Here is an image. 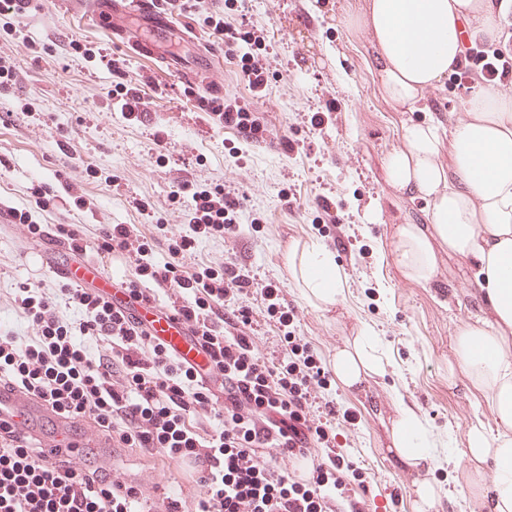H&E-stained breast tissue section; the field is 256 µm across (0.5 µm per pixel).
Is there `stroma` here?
<instances>
[{"label":"stroma","mask_w":512,"mask_h":512,"mask_svg":"<svg viewBox=\"0 0 512 512\" xmlns=\"http://www.w3.org/2000/svg\"><path fill=\"white\" fill-rule=\"evenodd\" d=\"M361 0H233V18L263 29L272 61L268 90L254 98L224 43L206 25L212 0H198L195 10L178 20L189 35L165 37L157 53L147 56L114 43L111 32L92 10L72 0H38L29 15L0 14V51L10 54L20 82L0 92V206L32 207L27 188L46 183L57 197L42 214L44 224H79L96 241L108 224H136L153 235L158 221L175 225L171 193L184 173L207 178L238 195L243 235L227 242H206L185 264H219L248 250L247 272L258 285L279 284L297 316V332L330 367L337 347L372 327L382 341L386 371L366 377L355 390L333 385L340 410L355 413V424L340 423V440L364 483L357 493L374 502L377 512H419L415 488L442 485L437 512H481L479 499L466 481L465 429L477 416L488 417L484 398L463 384L448 382L452 340L461 323L482 312V301L469 261L438 254V269L429 284L404 278L391 251L402 224L428 221V204L392 189L385 180L384 159L402 143L403 126L426 118L428 108L441 116L459 117L468 98L451 82L426 93L423 109L402 112L387 102L371 61L368 35L355 20ZM52 42L34 60L26 41ZM79 49H69V41ZM102 50L118 60L134 79L157 80L148 90L151 121L123 120L109 92L113 74L85 49ZM346 58L337 70L336 54ZM221 70L224 93L265 113L293 144L291 151L271 143L242 144L237 131L210 124L193 97L185 95L186 75L204 60ZM341 109L333 124L316 127L313 113L328 95ZM67 140L72 157L57 148ZM100 167L104 181L85 182L83 169ZM83 186L92 209L78 210L68 184ZM152 197L156 208L143 214L134 198ZM329 198L342 231L318 219L320 198ZM376 210L377 219L365 215ZM265 228H251L252 218ZM324 245L346 275L343 298L325 306L308 298L288 262L292 248ZM43 242L0 227V325L21 339L34 328L12 302L21 284L56 294L60 280L45 260ZM412 406L427 422L436 442L437 459L420 468H403L391 448L390 427L400 407ZM119 466L130 478L149 474L152 482L192 498L198 486L177 463L149 458L124 448Z\"/></svg>","instance_id":"1"}]
</instances>
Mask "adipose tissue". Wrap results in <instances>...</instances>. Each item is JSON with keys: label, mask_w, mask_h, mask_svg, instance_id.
Returning a JSON list of instances; mask_svg holds the SVG:
<instances>
[{"label": "adipose tissue", "mask_w": 512, "mask_h": 512, "mask_svg": "<svg viewBox=\"0 0 512 512\" xmlns=\"http://www.w3.org/2000/svg\"><path fill=\"white\" fill-rule=\"evenodd\" d=\"M511 15L512 0H365L357 20L369 35L383 96L412 111L454 70L463 43L498 42ZM385 165L393 189L429 204L427 223L397 229L393 254L403 275L431 282L442 248L474 268L489 314L458 329L448 374H463L492 415L474 418L466 430L468 481L483 512H512V97L479 88L455 122L431 115L407 124ZM299 276L306 295L323 305L344 292V277L320 244L302 252ZM332 368L348 388L383 373L375 332L363 329L337 348ZM391 447L407 467L435 457L428 429L410 408L392 422Z\"/></svg>", "instance_id": "adipose-tissue-1"}]
</instances>
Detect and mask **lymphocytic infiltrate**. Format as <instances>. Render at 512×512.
<instances>
[{"mask_svg": "<svg viewBox=\"0 0 512 512\" xmlns=\"http://www.w3.org/2000/svg\"><path fill=\"white\" fill-rule=\"evenodd\" d=\"M224 53L236 59L249 89L264 92L270 64L262 30L235 25L223 10L207 18ZM457 88L473 82L497 88L512 84V44L472 42L464 45L450 76ZM152 78L123 80L110 94L125 120L148 114L146 89ZM197 107L213 124L237 131L249 143L280 138L276 125L247 103L219 96L199 97ZM177 192L188 202L183 231L156 225L166 261H159L155 239L134 224H110L98 239V253H119L131 264V278L120 281L127 303L112 307L92 286L65 283L60 292L79 317L60 314L55 298L43 289L20 286L15 307L35 328L23 341L0 328V386L20 388L42 398L59 415L91 421L116 447L163 451L187 467L201 493L192 505L170 495L147 496L124 471L96 466L91 452L65 453L47 460L44 438H20L0 425V512H374L351 492L360 473L343 454L335 427L316 418L311 407L328 395L331 380L308 342L296 336V314L275 283L260 291L261 308L249 305L254 286L242 265L228 261L185 271L184 263L200 243L236 238L240 202L222 185L194 176L180 180ZM30 193L35 210L11 208L28 237L67 242L69 258L81 261L87 239L77 224H42L37 211L55 195L37 183ZM163 290V311L193 325L205 354L198 363L179 357L163 340L151 336L135 315L136 302L150 298L151 286ZM283 329L282 357L270 362L252 336L258 319ZM105 348L90 358L84 342ZM222 419L220 432L200 433L188 417ZM323 449L319 460L310 451ZM306 460L304 475L283 470L280 459Z\"/></svg>", "mask_w": 512, "mask_h": 512, "instance_id": "obj_1", "label": "lymphocytic infiltrate"}]
</instances>
